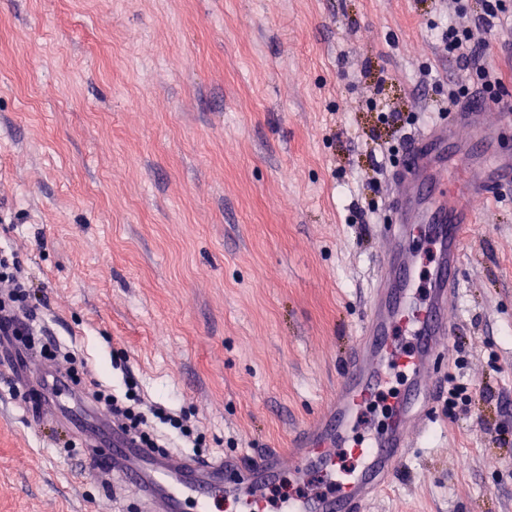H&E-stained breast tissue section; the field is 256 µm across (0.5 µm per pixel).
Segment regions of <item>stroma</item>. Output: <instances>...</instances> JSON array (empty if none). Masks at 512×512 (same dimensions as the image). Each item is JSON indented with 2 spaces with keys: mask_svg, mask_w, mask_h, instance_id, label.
<instances>
[{
  "mask_svg": "<svg viewBox=\"0 0 512 512\" xmlns=\"http://www.w3.org/2000/svg\"><path fill=\"white\" fill-rule=\"evenodd\" d=\"M483 13L468 0L464 23L512 98V11ZM453 18L449 0H0V247L85 382L133 375L204 457L288 452L349 360L392 171L449 89L484 96L442 51ZM468 204L435 421L364 512H512V184ZM27 361L0 348V512H140L42 420Z\"/></svg>",
  "mask_w": 512,
  "mask_h": 512,
  "instance_id": "1",
  "label": "stroma"
}]
</instances>
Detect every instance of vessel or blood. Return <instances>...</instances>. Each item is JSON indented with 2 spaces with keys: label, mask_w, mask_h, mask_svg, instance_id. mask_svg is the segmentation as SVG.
Listing matches in <instances>:
<instances>
[{
  "label": "vessel or blood",
  "mask_w": 512,
  "mask_h": 512,
  "mask_svg": "<svg viewBox=\"0 0 512 512\" xmlns=\"http://www.w3.org/2000/svg\"><path fill=\"white\" fill-rule=\"evenodd\" d=\"M448 124L421 135L401 159L394 175L395 220L385 231L388 247L351 357L326 413L300 430L288 456L271 451L244 462L235 456L202 461L161 455L116 424L86 444L89 476L108 492L134 494L143 512H264V491L288 460L299 479L318 469L326 491L288 495L278 512H360L413 447L411 427L434 420L435 376L453 330L448 304L456 294L465 239L477 222L467 200L490 197L502 183H512V158L496 156L475 169L467 185L457 186L438 165L448 149ZM420 239L429 240L434 254L425 280L415 248ZM395 375L405 379L406 389L389 399L385 428L360 430L363 410ZM49 390L54 400L42 413L62 418L76 393L61 376ZM344 451L359 461L356 472L342 470Z\"/></svg>",
  "instance_id": "vessel-or-blood-1"
}]
</instances>
